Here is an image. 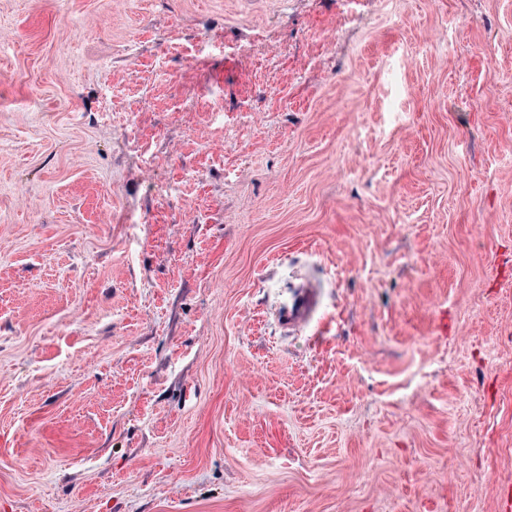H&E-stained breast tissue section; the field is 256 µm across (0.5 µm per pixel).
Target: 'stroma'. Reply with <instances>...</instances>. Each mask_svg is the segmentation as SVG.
<instances>
[{
  "mask_svg": "<svg viewBox=\"0 0 512 512\" xmlns=\"http://www.w3.org/2000/svg\"><path fill=\"white\" fill-rule=\"evenodd\" d=\"M511 334L512 0H0V512H500ZM319 285L307 281L289 297L288 304L279 310V319L288 330H298L308 325L320 306Z\"/></svg>",
  "mask_w": 512,
  "mask_h": 512,
  "instance_id": "stroma-1",
  "label": "stroma"
}]
</instances>
